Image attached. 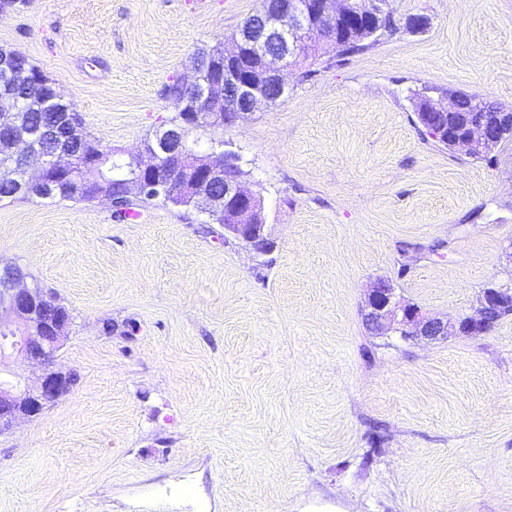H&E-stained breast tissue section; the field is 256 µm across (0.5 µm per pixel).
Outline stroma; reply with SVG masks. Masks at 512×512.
<instances>
[{
	"label": "stroma",
	"mask_w": 512,
	"mask_h": 512,
	"mask_svg": "<svg viewBox=\"0 0 512 512\" xmlns=\"http://www.w3.org/2000/svg\"><path fill=\"white\" fill-rule=\"evenodd\" d=\"M260 5L26 0L0 47L130 151L175 117L164 85ZM390 5L430 28L316 55L275 105L198 133L240 155L271 254L192 210L0 200V264L72 313L57 363L77 376L0 434V512H512V316L435 342L361 317L380 280L453 319L512 281V143L448 151L410 101L512 110V0Z\"/></svg>",
	"instance_id": "1"
}]
</instances>
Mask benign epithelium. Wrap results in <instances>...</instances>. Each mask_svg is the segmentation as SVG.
<instances>
[{
  "instance_id": "benign-epithelium-1",
  "label": "benign epithelium",
  "mask_w": 512,
  "mask_h": 512,
  "mask_svg": "<svg viewBox=\"0 0 512 512\" xmlns=\"http://www.w3.org/2000/svg\"><path fill=\"white\" fill-rule=\"evenodd\" d=\"M382 13L379 0H266L246 22L245 33L223 50V63L199 57L194 80L184 85L182 123L162 128L152 141L123 157L132 169L123 182V196L187 197L195 209L209 218L224 221V237L245 242L256 255H268L273 242L261 196L243 185L237 174L239 156L232 151H213L204 163L186 160L182 150L183 129L210 117L215 126H230L261 103L280 99L288 89L285 73L293 67L300 48L313 44H336L340 35L373 29ZM248 54L262 56L266 65L257 76L244 78L241 68ZM0 77L28 89V103L52 101L69 112L72 104L53 87L41 84L25 70L0 60ZM450 102L435 99L424 113L427 129L453 149L468 155L491 156L506 136L512 135V111L469 103L462 113L460 96L449 93ZM27 111L10 92L0 94V180L15 184L19 192L40 188L47 195L60 190L57 178L75 180L76 159L101 168L105 157L100 148L86 142L81 126L65 116L56 132L33 130L22 120ZM512 315V284H493L483 289L476 315L450 325L429 317L402 297L390 280L378 282L362 311L365 325L386 329L406 340L420 336L443 340L466 333L486 335L504 317ZM71 315L48 297L38 285H29L14 266L0 267V367L21 357L41 368L34 384L20 379L0 380V434L25 418L40 415L72 389L73 373L57 367V353L67 336Z\"/></svg>"
}]
</instances>
